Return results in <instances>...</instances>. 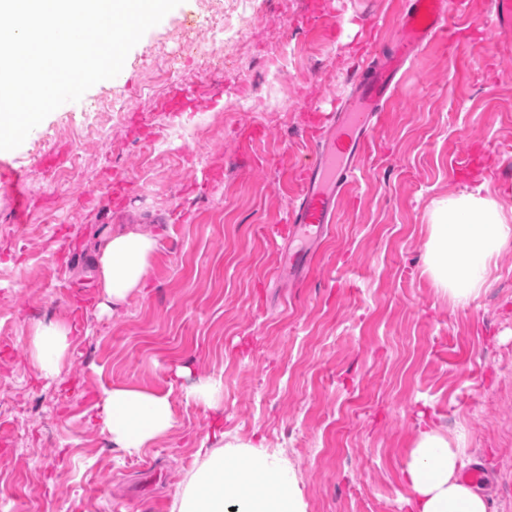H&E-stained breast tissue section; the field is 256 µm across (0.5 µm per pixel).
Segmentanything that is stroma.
Here are the masks:
<instances>
[{
    "label": "stroma",
    "mask_w": 512,
    "mask_h": 512,
    "mask_svg": "<svg viewBox=\"0 0 512 512\" xmlns=\"http://www.w3.org/2000/svg\"><path fill=\"white\" fill-rule=\"evenodd\" d=\"M402 0H183L129 52L124 81L60 106L1 160L0 512H169L211 416L189 380L224 382L226 440L263 439L306 512L403 507L421 415L465 427L494 512H512V244L466 305L426 271L434 201L487 180L512 213V33L495 0H451L387 108L303 281L275 269L320 110L394 40ZM225 20L224 38L211 24ZM206 46L207 58L197 54ZM203 100L168 112L173 95ZM219 97L218 105L206 98ZM157 238L149 288L102 311L89 275L111 230ZM57 378L30 327L70 322ZM190 366V378L176 377ZM170 392L176 426L141 455L95 424L105 388Z\"/></svg>",
    "instance_id": "1"
}]
</instances>
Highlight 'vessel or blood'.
Instances as JSON below:
<instances>
[{"instance_id": "1", "label": "vessel or blood", "mask_w": 512, "mask_h": 512, "mask_svg": "<svg viewBox=\"0 0 512 512\" xmlns=\"http://www.w3.org/2000/svg\"><path fill=\"white\" fill-rule=\"evenodd\" d=\"M448 14V0H404L398 38L357 73L349 98L329 129L315 139L310 162L299 169L302 189L289 216L299 235L284 261L289 271H308L317 243L334 221L339 197L356 181L357 163L395 100L406 66L425 44L446 32Z\"/></svg>"}]
</instances>
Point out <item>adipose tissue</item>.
Here are the masks:
<instances>
[{"mask_svg":"<svg viewBox=\"0 0 512 512\" xmlns=\"http://www.w3.org/2000/svg\"><path fill=\"white\" fill-rule=\"evenodd\" d=\"M512 240V222L486 184L434 202L430 212L427 269L458 304L483 287L490 263ZM158 242L127 228L104 237L96 248L94 283L103 301L120 304L147 286ZM32 361L44 378L56 377L69 349V330L59 322L34 326ZM186 397L212 414V442H201L199 460L174 493L171 512H306L300 480L281 452L263 440L224 439V387L211 377L194 381ZM102 433L113 447L141 454L176 425L168 394L136 386L102 390L95 405ZM466 429L443 433L421 420L403 469L411 491L406 512H488L486 495L461 478L470 463Z\"/></svg>","mask_w":512,"mask_h":512,"instance_id":"ef3b65f1","label":"adipose tissue"}]
</instances>
